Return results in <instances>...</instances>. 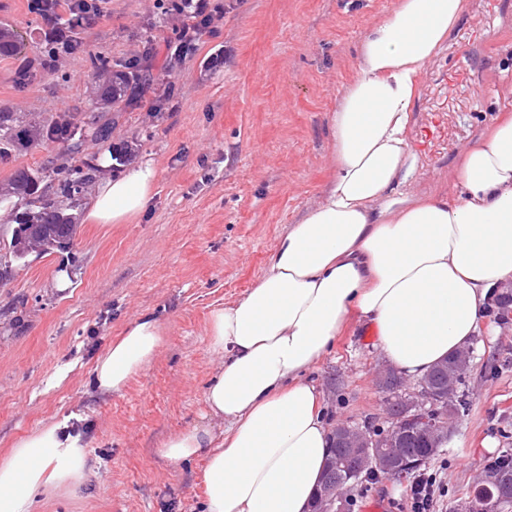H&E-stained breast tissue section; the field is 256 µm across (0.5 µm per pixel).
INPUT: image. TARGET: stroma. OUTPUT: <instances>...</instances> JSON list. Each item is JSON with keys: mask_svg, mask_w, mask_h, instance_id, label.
<instances>
[{"mask_svg": "<svg viewBox=\"0 0 512 512\" xmlns=\"http://www.w3.org/2000/svg\"><path fill=\"white\" fill-rule=\"evenodd\" d=\"M222 12L181 62L166 48L175 34L173 0H111L103 16L76 33L80 51L45 68L35 48L44 27L28 0H0V27L30 39L24 60L0 57V109L44 125L59 118L86 126L98 84L89 53L121 65H150L154 82L140 105L113 112L107 142L85 141L81 158L109 150L126 161L101 170L121 175L152 163L146 210L124 224H92L73 208L72 244L13 264L0 283V459L42 423L84 415L88 465L69 492L38 496L31 512H203L201 461L173 463L159 450L173 434L202 422L204 392L224 362L208 338L211 312L241 298L262 278L280 235L321 199L335 169L330 119L351 81L363 35L398 0H214ZM489 22L466 75L481 101L449 96L439 74ZM512 42V0H468L449 40L429 62L414 102L408 142L419 173L410 195L450 189L465 148L496 115ZM26 80H19L20 67ZM61 142L18 146L0 160V182L19 168L64 156ZM70 286L56 288L59 273ZM487 318L498 332L471 343L463 389L470 407L445 450L425 469L447 486L433 512H453L479 473L512 450V311L497 302ZM152 314L162 326L154 361L117 393L93 386V368L128 323ZM386 361L376 333L351 316L306 374L319 391L327 426H388L376 376ZM68 374L53 378L59 368ZM408 481L379 477L349 487L351 512L369 502L402 512Z\"/></svg>", "mask_w": 512, "mask_h": 512, "instance_id": "obj_1", "label": "stroma"}]
</instances>
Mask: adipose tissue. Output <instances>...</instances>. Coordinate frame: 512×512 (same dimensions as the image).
<instances>
[{
  "mask_svg": "<svg viewBox=\"0 0 512 512\" xmlns=\"http://www.w3.org/2000/svg\"><path fill=\"white\" fill-rule=\"evenodd\" d=\"M467 0H398L363 36L353 80L332 117L336 173L307 215L281 234L258 284L216 309L210 346L224 366L208 383V423L168 438L160 454L203 460L205 512H309L329 448L321 397L302 378L350 313L374 325L387 362L423 377L467 345L485 303L512 284V113L494 116L464 151L455 197H415L407 128L424 66ZM156 169L106 181L86 218L122 224L143 213ZM161 344L151 314L97 360L93 383L122 391ZM89 442L72 418L44 424L0 461V512H29L48 487L84 472Z\"/></svg>",
  "mask_w": 512,
  "mask_h": 512,
  "instance_id": "1",
  "label": "adipose tissue"
}]
</instances>
